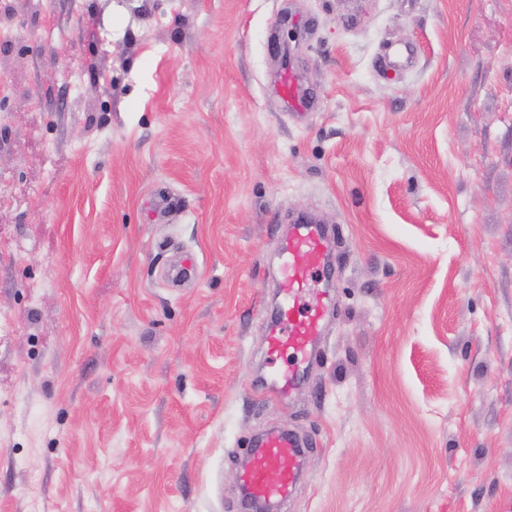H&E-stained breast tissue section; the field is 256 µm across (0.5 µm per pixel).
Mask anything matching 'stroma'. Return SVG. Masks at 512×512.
<instances>
[{"label":"stroma","mask_w":512,"mask_h":512,"mask_svg":"<svg viewBox=\"0 0 512 512\" xmlns=\"http://www.w3.org/2000/svg\"><path fill=\"white\" fill-rule=\"evenodd\" d=\"M300 211L334 312L267 398ZM271 428L281 512H512V0H0V512H242ZM311 443L293 430L269 431L246 443L243 485L255 501L276 505L294 493L302 475V448Z\"/></svg>","instance_id":"1"}]
</instances>
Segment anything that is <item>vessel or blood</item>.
<instances>
[{
	"label": "vessel or blood",
	"mask_w": 512,
	"mask_h": 512,
	"mask_svg": "<svg viewBox=\"0 0 512 512\" xmlns=\"http://www.w3.org/2000/svg\"><path fill=\"white\" fill-rule=\"evenodd\" d=\"M280 251V288L284 305L270 329L267 356L277 359L284 353L295 357L294 364L276 369L267 391L278 397L296 389L316 357L324 330V308L315 303L305 309L301 301L315 293L318 276L327 268L333 253L329 229L310 219L296 218ZM309 442L295 431H269L249 439L246 453L249 464L243 484L253 500L276 505L294 493L302 475L301 458Z\"/></svg>",
	"instance_id": "b4317fda"
}]
</instances>
